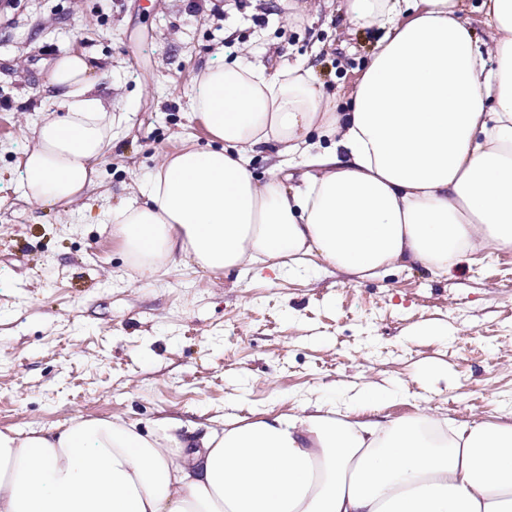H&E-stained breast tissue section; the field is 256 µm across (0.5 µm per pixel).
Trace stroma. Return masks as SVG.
<instances>
[{
	"label": "stroma",
	"instance_id": "1",
	"mask_svg": "<svg viewBox=\"0 0 512 512\" xmlns=\"http://www.w3.org/2000/svg\"><path fill=\"white\" fill-rule=\"evenodd\" d=\"M16 0L0 13V430H56L74 416L209 425L258 411L386 391L383 416L512 424V250L453 277L387 269L348 282L322 261L206 274L130 269L112 212L141 201L166 155L206 146L190 98L207 65L301 63L349 92L383 30L342 0ZM94 57L117 114L112 147L76 202L18 191L31 124L60 57Z\"/></svg>",
	"mask_w": 512,
	"mask_h": 512
}]
</instances>
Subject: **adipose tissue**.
<instances>
[{
    "label": "adipose tissue",
    "mask_w": 512,
    "mask_h": 512,
    "mask_svg": "<svg viewBox=\"0 0 512 512\" xmlns=\"http://www.w3.org/2000/svg\"><path fill=\"white\" fill-rule=\"evenodd\" d=\"M384 35L354 89L330 98L310 70L235 60L195 79L207 148L167 156L143 203L112 213L139 276L180 260L205 273L320 259L350 277L392 266L449 274L512 250V0H482L479 43L463 0H345ZM85 54L57 60L53 108L22 155L33 203L93 182L115 121ZM301 160L258 178L253 154ZM0 512H512V425L427 414L356 420L336 404L149 432L76 416L60 430L0 431Z\"/></svg>",
    "instance_id": "adipose-tissue-1"
}]
</instances>
